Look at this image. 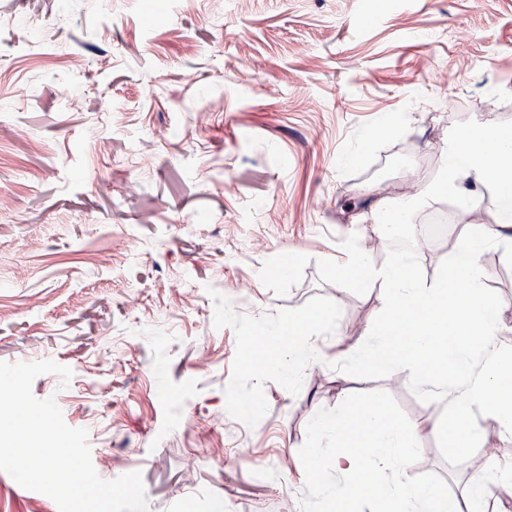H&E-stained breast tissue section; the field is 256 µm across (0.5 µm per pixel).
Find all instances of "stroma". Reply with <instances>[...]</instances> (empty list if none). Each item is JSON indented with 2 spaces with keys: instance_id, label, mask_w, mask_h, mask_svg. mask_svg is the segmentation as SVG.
<instances>
[{
  "instance_id": "1",
  "label": "stroma",
  "mask_w": 512,
  "mask_h": 512,
  "mask_svg": "<svg viewBox=\"0 0 512 512\" xmlns=\"http://www.w3.org/2000/svg\"><path fill=\"white\" fill-rule=\"evenodd\" d=\"M476 125L512 131V0H165L150 26L141 0H0V361L72 370L34 396L87 429L102 479L140 472L150 512H325L301 475L339 393L444 415L344 359L383 311L339 277L354 250L391 261L375 191L410 181L429 199L402 237L451 211L413 272L451 276L470 212L430 190ZM480 262L512 328V248ZM299 311L324 318L320 364L255 384L251 331ZM480 448L423 435L409 477L458 494ZM0 512L58 507L0 472Z\"/></svg>"
}]
</instances>
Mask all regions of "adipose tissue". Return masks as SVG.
<instances>
[{
    "label": "adipose tissue",
    "mask_w": 512,
    "mask_h": 512,
    "mask_svg": "<svg viewBox=\"0 0 512 512\" xmlns=\"http://www.w3.org/2000/svg\"><path fill=\"white\" fill-rule=\"evenodd\" d=\"M492 159L512 170V136L478 129L468 139H449L448 163L436 191L456 189L464 172L474 173L476 183H483ZM511 241L512 193L507 192L499 198L493 224L477 225L454 257V276L461 287L448 281L426 283L414 274L410 253L395 254L380 268L363 255L350 257L349 273L380 286L385 316L364 330L363 341L348 351V359L369 369L401 366L403 382L443 403L448 420L401 425L372 398L317 420L313 432L320 449L332 446L336 453L327 476L320 449L313 452L306 479L311 484L329 480L330 499L338 512H355L363 500L371 503L373 512H470L491 480L503 497L512 498V474L502 470L494 447L485 448L483 466L468 480L462 497L407 476L413 461L410 450L424 432L445 431L452 448L478 440L483 430L473 418L479 414L512 436V343L503 336L497 307L483 298L485 271L479 260L485 247ZM451 368L462 369V377L448 381ZM364 477L371 484L366 493L358 490Z\"/></svg>",
    "instance_id": "obj_1"
}]
</instances>
